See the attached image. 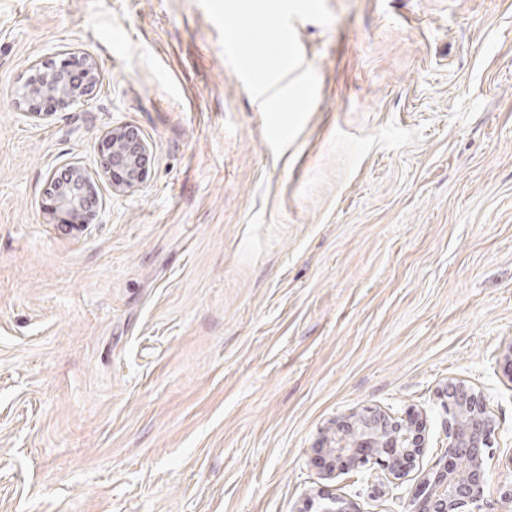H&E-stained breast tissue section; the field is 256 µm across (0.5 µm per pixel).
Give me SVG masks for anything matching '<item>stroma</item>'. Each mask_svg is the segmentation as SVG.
<instances>
[{
	"label": "stroma",
	"instance_id": "obj_1",
	"mask_svg": "<svg viewBox=\"0 0 512 512\" xmlns=\"http://www.w3.org/2000/svg\"><path fill=\"white\" fill-rule=\"evenodd\" d=\"M295 28L318 98L274 154L198 0H0V512H404L442 391L490 399L483 512L512 488V0H327ZM82 51L88 106L35 122L33 62ZM138 131L146 178L48 205ZM422 415L402 484L326 474L336 423ZM69 171L71 179L66 184H60L62 181H57L54 176L51 178L49 210L53 215L62 216L72 224H90L96 207L92 176L75 165L70 166Z\"/></svg>",
	"mask_w": 512,
	"mask_h": 512
}]
</instances>
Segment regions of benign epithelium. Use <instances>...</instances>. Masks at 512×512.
Returning a JSON list of instances; mask_svg holds the SVG:
<instances>
[{
	"label": "benign epithelium",
	"instance_id": "obj_1",
	"mask_svg": "<svg viewBox=\"0 0 512 512\" xmlns=\"http://www.w3.org/2000/svg\"><path fill=\"white\" fill-rule=\"evenodd\" d=\"M49 74L30 76L20 92L19 106L34 120H45L46 103L63 107L85 106L99 83L94 59L71 53L55 62L41 63ZM146 145L129 127L109 130L102 139L100 171L112 177L113 189L139 187L146 175ZM71 179L58 184L50 180L49 210L72 224H90L95 216L96 196L91 175L79 166L69 167ZM446 414L444 451L422 477L420 491L404 512H473L470 506L484 500L489 482L484 453L500 431L488 397L464 380L450 379L445 387ZM335 446L324 449L328 474L336 465L356 470L371 461L381 465L395 481L406 477L425 452L423 425L409 415L370 410L336 422Z\"/></svg>",
	"mask_w": 512,
	"mask_h": 512
}]
</instances>
